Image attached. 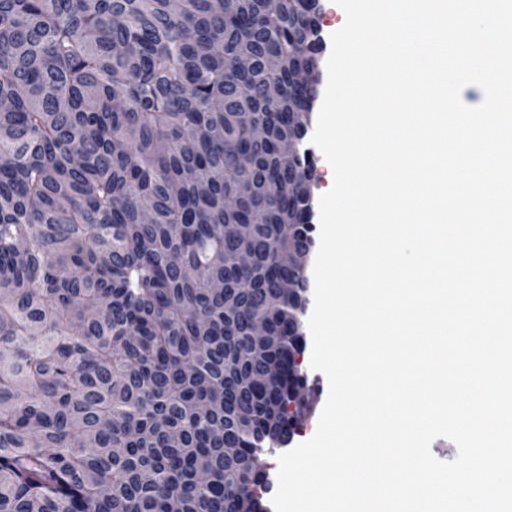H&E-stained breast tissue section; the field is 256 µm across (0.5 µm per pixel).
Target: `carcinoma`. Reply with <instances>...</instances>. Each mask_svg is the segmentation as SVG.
<instances>
[{
    "label": "carcinoma",
    "instance_id": "cac0c4a2",
    "mask_svg": "<svg viewBox=\"0 0 512 512\" xmlns=\"http://www.w3.org/2000/svg\"><path fill=\"white\" fill-rule=\"evenodd\" d=\"M320 11L0 0V512H264L259 455L311 408L283 145Z\"/></svg>",
    "mask_w": 512,
    "mask_h": 512
}]
</instances>
